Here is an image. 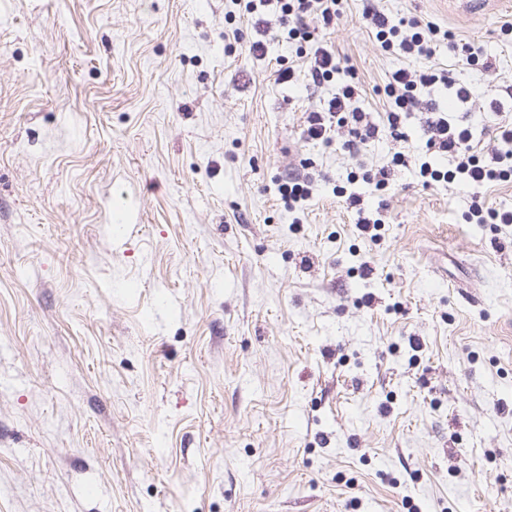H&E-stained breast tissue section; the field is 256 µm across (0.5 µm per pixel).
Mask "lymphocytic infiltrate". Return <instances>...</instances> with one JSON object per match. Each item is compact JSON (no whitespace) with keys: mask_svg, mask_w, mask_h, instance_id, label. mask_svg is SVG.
<instances>
[{"mask_svg":"<svg viewBox=\"0 0 512 512\" xmlns=\"http://www.w3.org/2000/svg\"><path fill=\"white\" fill-rule=\"evenodd\" d=\"M233 9L226 12V19H233L235 12H242L251 20L254 28L261 29L267 24L265 9L275 4L284 26L283 36L289 41L310 44L311 49L305 60V75L313 83L321 84L339 76L343 68L334 50L327 42L315 39L314 28H329L342 13L341 0H230ZM365 19L375 33L381 49L386 52L399 51L408 56L432 58L440 43H447L449 49L458 51L472 65L484 71H492L493 64L484 56L481 48L471 43L456 41L452 32L430 21L417 18L391 20L384 12L372 10ZM442 82L454 85L457 99L470 96L466 87L455 86L451 74L433 72L417 73L406 68L394 71L385 87L393 108L386 115L385 124L378 125L367 120L364 112L350 106L357 88L344 84L340 91L308 112L302 136L308 141H329L334 129L347 128L350 135L347 147L378 139L382 131L399 135L402 116L415 111L422 105V88ZM429 137L428 152H437L451 157L455 166L450 170L434 168L430 162H422L419 176L423 185L439 182L461 181L473 189L471 204L466 215L468 221L478 224H512V209H496L486 206L482 191L489 185L512 181V123H501L496 127L499 148L491 160H484L476 148L475 134L471 127L453 124L445 112L436 105L426 106Z\"/></svg>","mask_w":512,"mask_h":512,"instance_id":"1","label":"lymphocytic infiltrate"}]
</instances>
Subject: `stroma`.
I'll return each instance as SVG.
<instances>
[{"label": "stroma", "instance_id": "stroma-1", "mask_svg": "<svg viewBox=\"0 0 512 512\" xmlns=\"http://www.w3.org/2000/svg\"><path fill=\"white\" fill-rule=\"evenodd\" d=\"M367 7L496 70L383 52ZM231 8L0 0V512H512V224L421 185L422 112L354 152L304 140L339 81L276 83L299 45L268 10L253 61ZM506 21L512 0H345L324 38L377 123L391 72L450 71L469 99L422 97L488 154ZM304 170L297 224L278 186Z\"/></svg>", "mask_w": 512, "mask_h": 512}]
</instances>
